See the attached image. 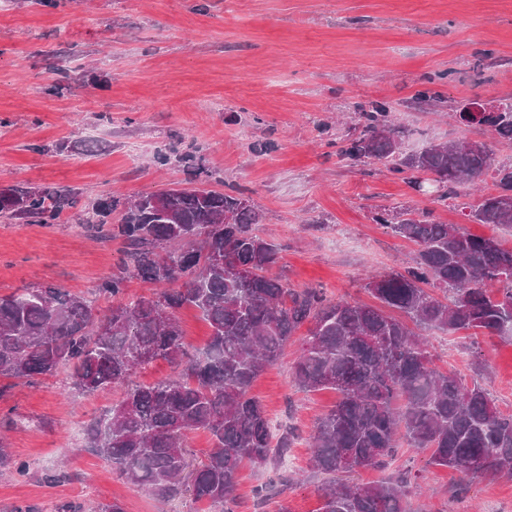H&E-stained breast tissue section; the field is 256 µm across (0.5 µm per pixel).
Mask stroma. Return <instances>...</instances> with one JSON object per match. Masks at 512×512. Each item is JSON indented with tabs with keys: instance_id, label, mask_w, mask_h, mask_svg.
Wrapping results in <instances>:
<instances>
[{
	"instance_id": "obj_1",
	"label": "stroma",
	"mask_w": 512,
	"mask_h": 512,
	"mask_svg": "<svg viewBox=\"0 0 512 512\" xmlns=\"http://www.w3.org/2000/svg\"><path fill=\"white\" fill-rule=\"evenodd\" d=\"M445 71L451 79L438 81ZM426 88L437 100L416 103ZM475 98L512 101V0H0V188L77 197L53 224L0 218V295L56 285L108 308L96 288L119 244L87 238L81 221L109 196L185 185L195 163L207 188L238 189L260 211L258 233L280 246L289 285L330 300L374 304L367 277L416 253L375 222L379 212H424L512 248V227L466 218L470 190L441 199L432 181L418 189L381 163L338 155L361 131L362 110L384 102L403 155L480 140L495 169L511 167L512 142L459 121ZM307 334L300 328L251 387L273 435L296 438L270 464L244 467L237 512H320L325 478L310 466V435L337 394L296 387ZM427 350L434 367L479 382L512 414L511 339L431 331ZM121 396L78 393L63 370L32 383L0 378V438L26 468L0 475V512H97L112 502L124 512H215L187 492L158 501L87 449L86 425ZM429 457L404 446L385 470L354 480L409 473L419 484L409 512H512V479ZM279 479L282 494L255 508L258 490Z\"/></svg>"
}]
</instances>
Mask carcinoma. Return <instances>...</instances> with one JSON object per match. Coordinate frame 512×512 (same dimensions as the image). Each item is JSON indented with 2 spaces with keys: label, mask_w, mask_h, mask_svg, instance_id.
I'll return each mask as SVG.
<instances>
[{
  "label": "carcinoma",
  "mask_w": 512,
  "mask_h": 512,
  "mask_svg": "<svg viewBox=\"0 0 512 512\" xmlns=\"http://www.w3.org/2000/svg\"><path fill=\"white\" fill-rule=\"evenodd\" d=\"M504 107L484 123L512 141V102ZM363 117L359 136L339 149L341 158L430 174L446 198L492 166L489 148L465 142L431 144L403 157L389 106L379 102ZM494 199L470 204L468 220L511 225L512 213ZM74 204L64 188L0 192V215L38 224L54 223ZM102 208L122 209L108 230L122 248L97 293L117 299L131 278L156 289L103 316L85 298L52 286L0 296V378L32 382L70 366L71 384L82 393L123 388L85 433L87 447L122 478L162 500L187 485L195 500L236 512L241 465H265L292 444L290 431L273 436L250 389L307 322L292 367L295 385L338 394L311 436L315 469L384 468L397 456L401 435L408 447L430 451V465L512 477V414L501 412L480 385L467 387L456 374L432 367L424 341L410 328L512 336V250L456 224L378 214L377 223L418 250L410 265L365 283L378 301L367 305L290 288L285 275L272 273L279 251L254 232L262 215L240 191L169 188L131 201L112 197ZM186 305L199 309L210 327L200 356L182 341L177 312ZM158 359L175 372L147 385L131 382ZM197 430L209 432L213 446L189 472L188 435ZM407 493L406 474L377 484L332 481L322 488L321 512H405Z\"/></svg>",
  "instance_id": "obj_1"
}]
</instances>
